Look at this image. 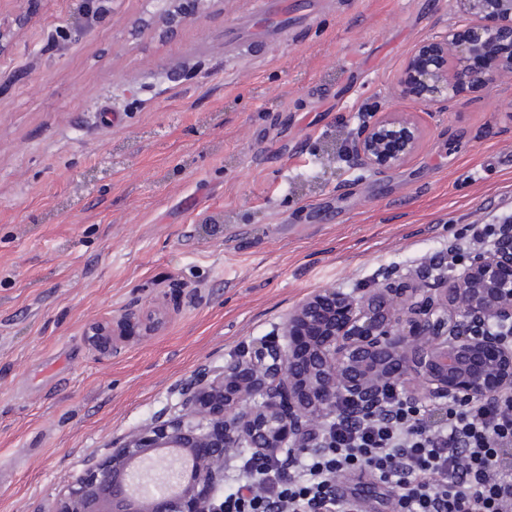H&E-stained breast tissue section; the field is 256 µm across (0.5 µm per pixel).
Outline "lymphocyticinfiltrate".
Returning <instances> with one entry per match:
<instances>
[{
	"label": "lymphocytic infiltrate",
	"mask_w": 512,
	"mask_h": 512,
	"mask_svg": "<svg viewBox=\"0 0 512 512\" xmlns=\"http://www.w3.org/2000/svg\"><path fill=\"white\" fill-rule=\"evenodd\" d=\"M317 437L321 448L301 463L241 457L224 512H358L360 496L336 490L357 470L390 488L389 512H512V398L435 417L398 395L373 414L344 408Z\"/></svg>",
	"instance_id": "lymphocytic-infiltrate-1"
}]
</instances>
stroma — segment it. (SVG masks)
I'll return each mask as SVG.
<instances>
[{"mask_svg":"<svg viewBox=\"0 0 512 512\" xmlns=\"http://www.w3.org/2000/svg\"><path fill=\"white\" fill-rule=\"evenodd\" d=\"M106 7L61 49L76 0H0V512H46L311 295L413 275L512 213V78L436 116L392 96L451 0H335L237 60L252 0ZM369 110L423 129L382 174L340 158Z\"/></svg>","mask_w":512,"mask_h":512,"instance_id":"1","label":"stroma"}]
</instances>
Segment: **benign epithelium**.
<instances>
[{
  "label": "benign epithelium",
  "instance_id": "7a95c632",
  "mask_svg": "<svg viewBox=\"0 0 512 512\" xmlns=\"http://www.w3.org/2000/svg\"><path fill=\"white\" fill-rule=\"evenodd\" d=\"M458 20L410 55L395 95L449 112L466 93L485 94L512 75V0H453ZM101 0H81L63 44L91 34ZM496 18L490 24L487 15ZM496 47L488 68L471 58ZM422 130L398 112L373 115L351 134L346 163L384 173L417 149ZM512 233L453 274L389 278L361 294L324 289L288 314L281 333L195 371L161 417L112 441L48 512H224V469L246 449L262 465L320 447L313 430L343 405L365 413L419 383L431 404L493 402L512 394ZM161 457L176 493H132L133 467ZM192 467L185 472L182 461Z\"/></svg>",
  "mask_w": 512,
  "mask_h": 512
}]
</instances>
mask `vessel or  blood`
I'll return each mask as SVG.
<instances>
[{
  "label": "vessel or blood",
  "mask_w": 512,
  "mask_h": 512,
  "mask_svg": "<svg viewBox=\"0 0 512 512\" xmlns=\"http://www.w3.org/2000/svg\"><path fill=\"white\" fill-rule=\"evenodd\" d=\"M298 17L292 0H254L250 17L225 29L224 47L231 51L244 42L265 49L283 44Z\"/></svg>",
  "instance_id": "1"
}]
</instances>
